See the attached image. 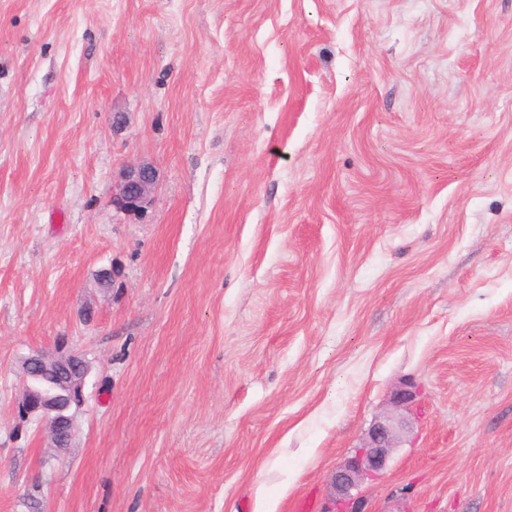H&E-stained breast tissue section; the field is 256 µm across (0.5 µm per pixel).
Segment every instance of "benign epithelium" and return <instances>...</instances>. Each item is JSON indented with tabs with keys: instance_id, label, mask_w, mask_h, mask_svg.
I'll return each mask as SVG.
<instances>
[{
	"instance_id": "benign-epithelium-1",
	"label": "benign epithelium",
	"mask_w": 512,
	"mask_h": 512,
	"mask_svg": "<svg viewBox=\"0 0 512 512\" xmlns=\"http://www.w3.org/2000/svg\"><path fill=\"white\" fill-rule=\"evenodd\" d=\"M157 181V170L149 163L125 167L112 194V209L124 214L147 211L153 203ZM95 280L103 291H111L116 284L115 267L100 268ZM88 372L84 355L62 343L52 352L35 351L22 362L24 389L17 405L18 417L36 418L60 452L71 445L72 409L80 408L84 402ZM421 392L414 380L404 381L392 391L387 411L373 420L362 444L336 466L320 512H364L362 486L384 474L393 449L399 447L409 428Z\"/></svg>"
}]
</instances>
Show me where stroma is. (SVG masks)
Returning <instances> with one entry per match:
<instances>
[{
	"label": "stroma",
	"instance_id": "stroma-1",
	"mask_svg": "<svg viewBox=\"0 0 512 512\" xmlns=\"http://www.w3.org/2000/svg\"><path fill=\"white\" fill-rule=\"evenodd\" d=\"M409 379L365 512H512V0H0V512L314 510ZM158 173L149 163L131 164L125 167L119 184L112 194V208L124 214H141L152 205ZM80 363L84 372L77 378L58 377V385L46 387L38 382L40 372L62 369ZM89 366L82 353L58 344L52 352L35 351L24 358L22 373L24 389L17 405L21 420L35 417L44 425L52 446L63 452L73 438L74 416L72 409L84 402L85 380Z\"/></svg>",
	"mask_w": 512,
	"mask_h": 512
}]
</instances>
